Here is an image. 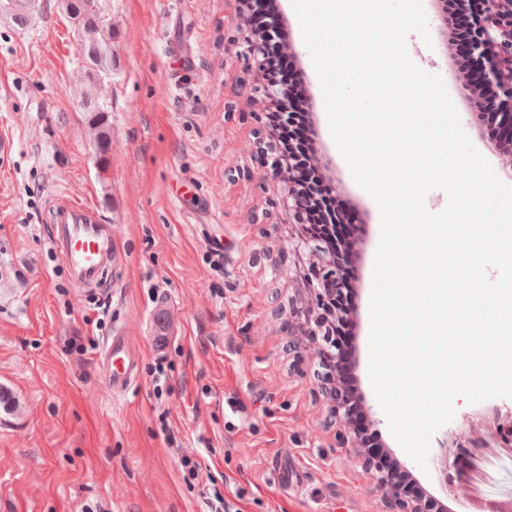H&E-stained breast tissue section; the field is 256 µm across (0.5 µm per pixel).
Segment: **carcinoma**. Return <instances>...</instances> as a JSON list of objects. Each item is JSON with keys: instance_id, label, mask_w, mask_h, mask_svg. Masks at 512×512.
I'll return each mask as SVG.
<instances>
[{"instance_id": "obj_1", "label": "carcinoma", "mask_w": 512, "mask_h": 512, "mask_svg": "<svg viewBox=\"0 0 512 512\" xmlns=\"http://www.w3.org/2000/svg\"><path fill=\"white\" fill-rule=\"evenodd\" d=\"M61 8L78 24L79 53L99 79L92 99L99 101L104 95V80L112 73V26L100 20L96 0H61ZM91 126L100 160H105L110 143L107 110L99 103L92 109Z\"/></svg>"}]
</instances>
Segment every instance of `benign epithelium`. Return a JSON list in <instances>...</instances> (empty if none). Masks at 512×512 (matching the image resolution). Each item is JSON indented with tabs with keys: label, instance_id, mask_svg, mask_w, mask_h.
<instances>
[{
	"label": "benign epithelium",
	"instance_id": "benign-epithelium-1",
	"mask_svg": "<svg viewBox=\"0 0 512 512\" xmlns=\"http://www.w3.org/2000/svg\"><path fill=\"white\" fill-rule=\"evenodd\" d=\"M474 51L484 61L481 81L476 82L469 70L458 72L456 81L467 97L479 94L483 87L496 89L500 109L496 140L491 142L494 150L506 157L512 171V0H486L483 19L474 41ZM283 205L297 223H302L304 200L288 186ZM296 252L305 253L311 266L307 275L310 285V303L291 312L296 319L306 342H294L290 349L299 361L314 359L320 367L321 391L329 404L330 417L338 426V447L349 449L353 458L370 474L377 492L380 493L381 512H435L431 497L407 495L405 486L397 480L386 466L385 453L374 452L360 445L354 425L358 413V399L339 382V372L344 362L341 350L336 348L322 316L324 302L345 288L336 265L335 254L323 243L309 234L296 245ZM493 439L500 448L512 453V416L497 422L492 431ZM455 473H448V444H442L440 472L445 484H462L467 480L470 466V449L455 446Z\"/></svg>",
	"mask_w": 512,
	"mask_h": 512
}]
</instances>
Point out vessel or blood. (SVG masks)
I'll return each mask as SVG.
<instances>
[{
  "label": "vessel or blood",
  "instance_id": "1",
  "mask_svg": "<svg viewBox=\"0 0 512 512\" xmlns=\"http://www.w3.org/2000/svg\"><path fill=\"white\" fill-rule=\"evenodd\" d=\"M54 212V236L63 242L61 256L65 266L79 284L103 287L115 254L109 228L91 207L75 200L56 202ZM99 356L108 389L116 395L125 393L136 377L138 366L127 337L119 334L108 337Z\"/></svg>",
  "mask_w": 512,
  "mask_h": 512
}]
</instances>
